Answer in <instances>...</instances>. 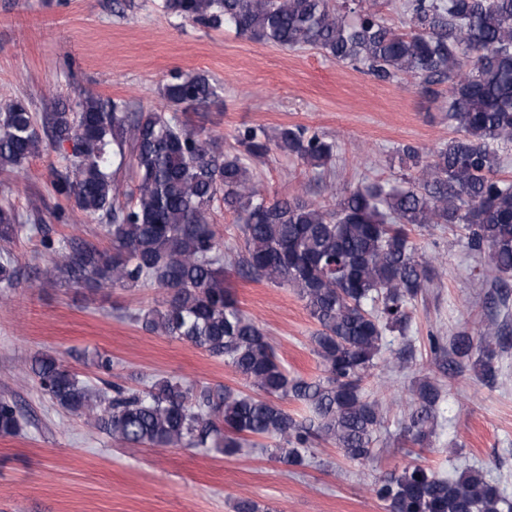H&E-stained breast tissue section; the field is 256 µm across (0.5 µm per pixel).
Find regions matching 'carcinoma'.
<instances>
[{
    "label": "carcinoma",
    "mask_w": 512,
    "mask_h": 512,
    "mask_svg": "<svg viewBox=\"0 0 512 512\" xmlns=\"http://www.w3.org/2000/svg\"><path fill=\"white\" fill-rule=\"evenodd\" d=\"M165 8L259 42L318 48L381 80L415 77L442 100L455 136L428 152L399 146L415 175L358 185L330 208L300 194L270 199L255 180L254 164L274 148L313 169L332 162L336 144L303 126H283L272 136L245 125L236 132L237 149L226 152L204 130L166 112L106 104L90 89L41 123L25 101H5L0 170L22 168L46 135L69 142L70 162L55 191L87 215L106 218L108 250L43 240L61 256L51 273L89 290L157 286L162 300L134 320L223 359L251 392L205 385L195 391L167 376L141 389L114 384L109 396L51 353L34 357L30 376L51 401L123 446L210 448L231 456L264 438L275 442L276 459L297 469L309 466L313 444L324 441L353 462L369 461L382 418L363 383L386 333L405 330L410 303L431 282V261L419 256L412 233L433 224L460 230L469 249L487 258L492 282L505 285L512 277V180L500 176L512 148V0H404L402 28L371 6L332 0H165ZM219 90L204 74L177 71L161 94L172 107L196 111ZM127 165L136 178L125 190L117 175ZM217 199L236 216L243 237L237 275L294 289L318 324L310 343L321 376L290 374L225 285L224 245L209 222ZM34 229L18 222L11 203L0 202L1 242ZM16 281L11 258H0V288ZM510 342L490 322L475 333L457 331L449 349L455 361L474 362L493 381L491 360ZM438 399L435 385L420 384L403 427L408 445H430ZM288 400L309 416L290 414ZM20 426L15 404L1 397L0 434ZM373 492L389 512H512V502L476 470L449 479L410 465L375 480Z\"/></svg>",
    "instance_id": "1"
}]
</instances>
